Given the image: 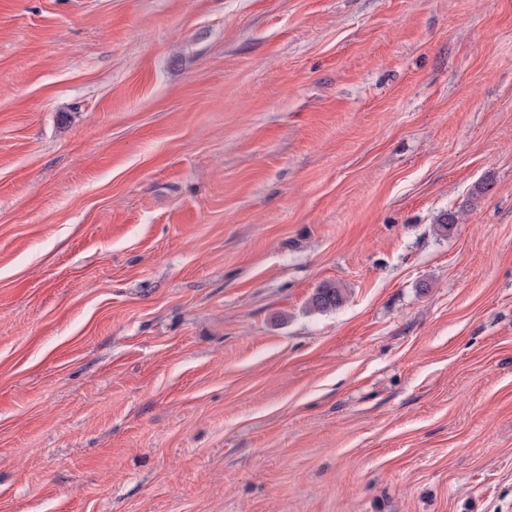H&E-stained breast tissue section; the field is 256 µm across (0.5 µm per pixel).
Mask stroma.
<instances>
[{
  "label": "stroma",
  "instance_id": "stroma-1",
  "mask_svg": "<svg viewBox=\"0 0 512 512\" xmlns=\"http://www.w3.org/2000/svg\"><path fill=\"white\" fill-rule=\"evenodd\" d=\"M0 512H512V0H0ZM346 300V293L343 288L335 283H323L312 294L309 306L312 311L327 312L339 309Z\"/></svg>",
  "mask_w": 512,
  "mask_h": 512
}]
</instances>
